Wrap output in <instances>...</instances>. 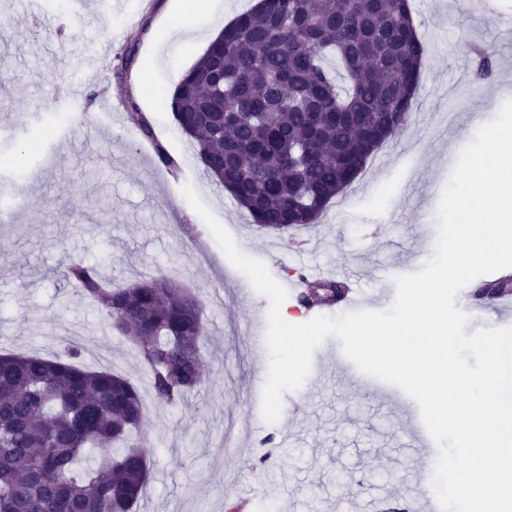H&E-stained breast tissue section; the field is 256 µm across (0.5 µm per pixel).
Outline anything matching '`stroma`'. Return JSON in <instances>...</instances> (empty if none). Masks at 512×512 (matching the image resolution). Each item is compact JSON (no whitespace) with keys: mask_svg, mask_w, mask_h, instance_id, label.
Returning <instances> with one entry per match:
<instances>
[{"mask_svg":"<svg viewBox=\"0 0 512 512\" xmlns=\"http://www.w3.org/2000/svg\"><path fill=\"white\" fill-rule=\"evenodd\" d=\"M180 0H0V158L22 153L33 166L0 168V354L49 359L70 345L90 369H109L138 385L149 413L143 440L148 491L138 512H226L244 494L276 512H367L375 503L415 496L431 480L406 410L396 395L336 368L329 337L313 354L323 379L296 389L287 422H265L262 392L269 357L251 352V317L270 302L226 258L182 194L192 185L247 256L282 285L318 273L359 285L385 284L399 267L431 259L437 210L453 167L477 130L512 100V45L493 27L512 0H409L430 52L407 125L367 161L318 224L261 232L230 194L209 179L192 140L176 127L171 96L204 51L200 41L163 46L164 19ZM140 43L129 73L116 58ZM494 46L497 76L475 79L474 48ZM134 98L152 125L155 146L127 120ZM173 159L164 165L155 148ZM115 282L167 279L199 300L207 324L204 383L162 407L135 347L113 332L91 301L68 288L73 260ZM287 433V446L276 444ZM273 444H266V437Z\"/></svg>","mask_w":512,"mask_h":512,"instance_id":"stroma-1","label":"stroma"}]
</instances>
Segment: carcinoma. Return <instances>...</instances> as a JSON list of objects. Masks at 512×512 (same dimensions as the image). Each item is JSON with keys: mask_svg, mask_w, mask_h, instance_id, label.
Returning <instances> with one entry per match:
<instances>
[{"mask_svg": "<svg viewBox=\"0 0 512 512\" xmlns=\"http://www.w3.org/2000/svg\"><path fill=\"white\" fill-rule=\"evenodd\" d=\"M428 55L409 0H257L181 78L171 109L211 180L268 232L316 224L410 114ZM128 120L153 139L136 101ZM69 285L100 303L174 405L204 381L198 300L162 280L112 284L72 261ZM0 354V512H134L150 464L139 387L107 369Z\"/></svg>", "mask_w": 512, "mask_h": 512, "instance_id": "1", "label": "carcinoma"}]
</instances>
